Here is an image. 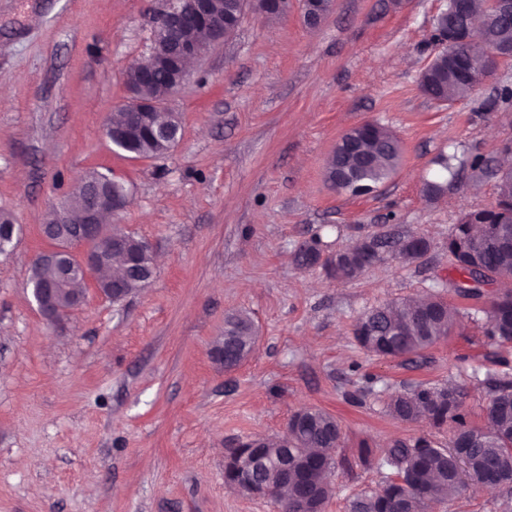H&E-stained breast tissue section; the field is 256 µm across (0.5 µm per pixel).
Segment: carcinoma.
I'll use <instances>...</instances> for the list:
<instances>
[{"label":"carcinoma","mask_w":512,"mask_h":512,"mask_svg":"<svg viewBox=\"0 0 512 512\" xmlns=\"http://www.w3.org/2000/svg\"><path fill=\"white\" fill-rule=\"evenodd\" d=\"M476 0L462 6L463 0H448L446 9L434 21V30L444 28L468 30L469 14ZM501 45L512 46V18L482 22L481 40L475 44L452 42L438 48L423 72V84L437 99L450 101L468 97L473 87L475 66L483 54ZM172 70L159 67L146 84L138 85L141 97L165 104L171 94ZM360 148L371 157L362 166L357 156L343 147L334 150L328 161L327 179L336 178L338 168L348 177L337 182L336 191L360 196L377 190L389 180L399 163L401 148L396 136L378 123H366L350 132ZM121 151L138 158H159L167 153L164 144L136 137ZM512 235V176L497 182L494 204L466 213L448 238V254L455 270L463 277L478 278L482 268L496 280L512 279V249L501 246L499 238ZM377 253H366L364 243L336 251L325 259L324 266L338 279L351 280L388 254L401 263L421 258L429 250V241L412 234L396 244L374 238ZM323 242L317 237L296 254V262L312 268L320 262ZM57 272L50 263L34 267L32 286L39 288L56 282ZM87 288L84 276L74 274L63 291L59 303ZM455 320V310L441 298L424 304L412 301H390L362 314L355 337L366 351L382 357L402 358L433 346L448 335ZM224 332L236 336V346L224 358V369L240 365L254 323L250 316L239 314L227 320ZM485 335L501 343H512V292L489 297ZM512 395V380L504 376L494 386L488 411L492 426L485 430L470 424L461 399V389L450 384L443 387L418 385L405 393L392 396L387 403L390 414L407 421L422 418L441 427L449 424L453 437H475L468 449V461L459 458L457 449L418 439L414 443L396 442L382 459L394 477L388 479L381 492L364 489L349 502L348 512H384L382 502H390V512H429L435 505L458 498L487 484L489 472L512 476V407H498L497 401ZM341 438L338 421L326 411L310 407L301 420L288 423V438H266L259 447L267 459L258 464L255 479L276 489L286 503L292 505L307 495L324 509L333 494L328 474L335 465L334 451Z\"/></svg>","instance_id":"carcinoma-1"}]
</instances>
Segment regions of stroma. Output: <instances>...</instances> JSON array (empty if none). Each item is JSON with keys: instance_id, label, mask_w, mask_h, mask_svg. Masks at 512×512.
Instances as JSON below:
<instances>
[{"instance_id": "obj_1", "label": "stroma", "mask_w": 512, "mask_h": 512, "mask_svg": "<svg viewBox=\"0 0 512 512\" xmlns=\"http://www.w3.org/2000/svg\"><path fill=\"white\" fill-rule=\"evenodd\" d=\"M274 19L250 13L233 39L194 64L170 96L180 143L129 157L106 136L145 61L167 0H0V213L19 230L0 253V512H277L224 485L231 448L283 434L305 407L337 417L342 437L324 512H348L381 487L393 442L449 445L450 426L408 422L391 396L455 383L472 425L491 388L512 376V345L484 334L481 303L459 295L448 238L496 196L489 142L512 138V58L467 98L444 105L419 86L436 15L448 0H333L308 27L300 0ZM377 122L399 138L393 176L370 195L337 193L327 160L349 128ZM453 154L457 176L435 159ZM485 159L489 171L469 165ZM130 190L113 223L152 243L157 271L125 301L88 290L48 321L27 283L49 249L40 227L86 173ZM440 186L427 195L426 182ZM419 234L428 253L379 261L339 281L295 256L315 237L328 253L370 235ZM440 297L450 335L421 355L386 359L353 335L365 311ZM247 313L258 340L234 370L213 352L224 321ZM477 489L431 512H512Z\"/></svg>"}]
</instances>
